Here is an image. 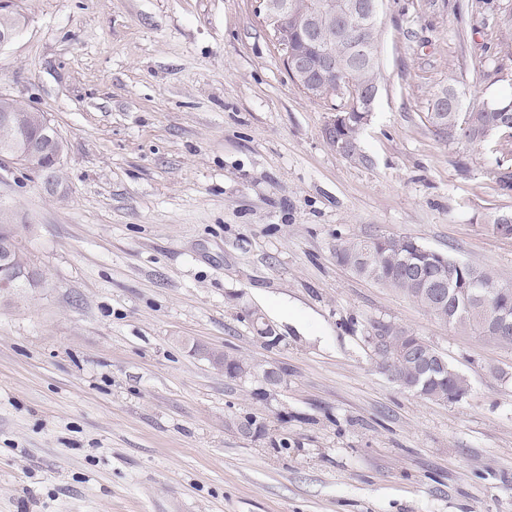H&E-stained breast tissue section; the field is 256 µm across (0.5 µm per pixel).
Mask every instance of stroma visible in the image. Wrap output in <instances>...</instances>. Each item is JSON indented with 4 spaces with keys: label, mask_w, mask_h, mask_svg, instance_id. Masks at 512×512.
Instances as JSON below:
<instances>
[{
    "label": "stroma",
    "mask_w": 512,
    "mask_h": 512,
    "mask_svg": "<svg viewBox=\"0 0 512 512\" xmlns=\"http://www.w3.org/2000/svg\"><path fill=\"white\" fill-rule=\"evenodd\" d=\"M0 95L66 145L0 167V209L46 277L0 304V512H512V347L355 276L336 243L407 235L512 284L499 165L426 115L512 99V0H383L368 163L326 141L259 0H8ZM274 340L259 338L256 321ZM470 381L402 389L368 321ZM280 370L231 380L195 345ZM254 418L263 435L243 436Z\"/></svg>",
    "instance_id": "1"
}]
</instances>
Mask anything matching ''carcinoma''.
Listing matches in <instances>:
<instances>
[{
	"mask_svg": "<svg viewBox=\"0 0 512 512\" xmlns=\"http://www.w3.org/2000/svg\"><path fill=\"white\" fill-rule=\"evenodd\" d=\"M340 79L351 83L356 91L363 90L378 81V62L350 68ZM6 108L12 109L15 118V138L28 137L36 121L45 118L43 112L30 111L29 104L1 97L0 110ZM343 115L345 120L336 125V139L349 145L347 158L365 163L367 157L356 152L355 143L372 120L371 107L354 97ZM427 121L433 132L444 138L448 137L450 128L463 123L473 130V143L486 142L497 134L512 138V101L483 105L471 112L459 107L442 111L434 102L427 113ZM19 229V225L0 212V244L16 240ZM336 259L357 276L401 292L442 322L448 317L450 301L463 299L473 282L494 280L491 273L468 264L459 265L451 256L405 235H374L341 241L336 244ZM448 325L469 328L490 341L512 346V324L489 335L480 314L461 310ZM366 339L378 368L400 388L442 403L459 402L469 394L466 376L451 365L443 353L412 331L372 320Z\"/></svg>",
	"mask_w": 512,
	"mask_h": 512,
	"instance_id": "carcinoma-1",
	"label": "carcinoma"
}]
</instances>
